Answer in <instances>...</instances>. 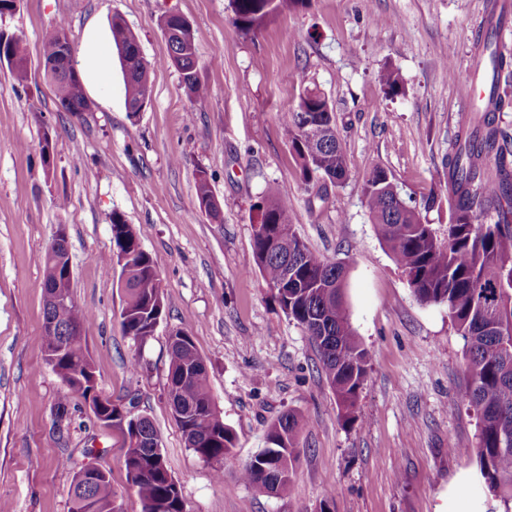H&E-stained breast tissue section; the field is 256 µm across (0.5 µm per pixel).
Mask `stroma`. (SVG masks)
I'll return each mask as SVG.
<instances>
[{"mask_svg": "<svg viewBox=\"0 0 512 512\" xmlns=\"http://www.w3.org/2000/svg\"><path fill=\"white\" fill-rule=\"evenodd\" d=\"M170 12L192 24L204 100H191L163 63L161 20ZM116 15L152 65L149 102L136 116L125 108L112 47ZM62 18L91 103L78 115L59 109L40 65ZM0 34L26 41L29 71L19 84L0 63V504L8 512H68L73 476L91 464L110 471L122 512H142L125 490L121 433L102 427L83 398L65 395L40 350L44 259L61 226L74 299L92 312L83 334L98 387L153 421L185 512H488L494 501L476 454L456 451L478 434L464 398V341L446 307L414 296L369 220L362 187L383 167L444 231V161L474 118L486 45L512 57V0H311L249 32L234 24L229 0H19L0 17ZM93 45L109 54L108 84L89 75ZM388 66L403 93L382 89ZM307 83L333 104L349 167L322 200L300 180L286 136ZM202 171L220 202L216 220L198 205ZM271 183L287 193L308 247L346 266L351 324L371 357L354 422L342 419L312 339L255 265L252 206ZM116 212L136 228L163 283V318L140 345L120 327L119 268L92 260L111 251ZM179 329L206 360L236 436L220 480L186 447L168 402L169 337ZM287 411L302 424L290 492L279 497L240 471Z\"/></svg>", "mask_w": 512, "mask_h": 512, "instance_id": "stroma-1", "label": "stroma"}]
</instances>
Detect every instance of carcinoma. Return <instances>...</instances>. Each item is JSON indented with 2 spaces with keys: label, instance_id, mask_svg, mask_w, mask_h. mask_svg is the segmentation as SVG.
Here are the masks:
<instances>
[{
  "label": "carcinoma",
  "instance_id": "1",
  "mask_svg": "<svg viewBox=\"0 0 512 512\" xmlns=\"http://www.w3.org/2000/svg\"><path fill=\"white\" fill-rule=\"evenodd\" d=\"M307 0H230L235 23L244 30L258 28L271 18L294 11ZM172 35L167 40L164 64L176 68L190 97L201 100L206 89L197 78L195 38L173 17L162 21ZM112 44L116 47L123 75L125 102L138 104L150 91L148 66L137 61L139 41L124 20L112 17ZM68 38L64 23L42 45V59L49 61L61 50L60 38ZM0 55L10 66L17 83L28 80L27 45L23 38L0 36ZM491 90L483 102L482 115L459 135L454 153L448 155V189L452 216L445 234L423 221L417 207L389 190L386 170L376 167L364 182L363 202L380 241L406 276L416 298L425 304L448 309L467 350L470 382L465 398L479 416L475 446L480 473L488 493L504 512H512V151L508 135L495 125V113L506 100L497 92L499 73L512 67V60L493 51ZM385 91L403 90L398 70L384 68L378 76ZM60 109L72 114L91 110L81 79L71 69L51 76ZM288 144L295 157L301 181L323 198L325 181H344L349 173L345 152L336 133V112L322 92L307 87L288 123ZM495 154V175L484 160ZM196 195L200 209L218 219L219 209L206 172L198 175ZM260 231L253 233L255 263L267 285L276 291L284 312L302 326L317 347L322 369L346 422L355 420L356 404L369 372V351L350 322L345 295L346 269L312 251L298 236L291 222L288 195L276 184L266 187L253 205ZM112 253L109 264L124 261L126 276L121 327L133 341L152 336L163 315L162 279L139 235L118 212L112 213ZM43 288L52 295L71 293L72 276L64 275L52 255H46ZM56 321L57 335L44 336L41 351L60 379L66 393L82 398L95 390V375L83 344V336L70 330L84 328L89 312L70 301L44 309ZM167 395L190 409L176 418L186 447L222 475L232 460L235 434L217 410L208 383L206 363L192 336L179 330L169 344ZM100 425L110 419L119 430L127 451L124 466L128 490L150 512H184L180 486L168 470L161 443L151 446L133 438L141 426L158 435L146 416L122 414L117 407L94 412ZM301 418L285 412L266 430V459L262 468L246 464L242 480L260 490L264 469L274 468L279 477L270 486L278 496L288 494L291 457ZM121 494L110 476L88 484L82 473L74 477L69 491V512H115Z\"/></svg>",
  "mask_w": 512,
  "mask_h": 512
}]
</instances>
